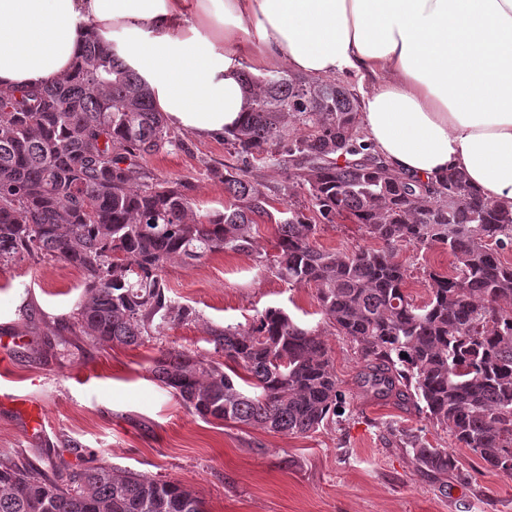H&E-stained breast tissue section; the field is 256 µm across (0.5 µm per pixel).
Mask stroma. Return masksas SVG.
Returning a JSON list of instances; mask_svg holds the SVG:
<instances>
[{
	"instance_id": "1",
	"label": "stroma",
	"mask_w": 512,
	"mask_h": 512,
	"mask_svg": "<svg viewBox=\"0 0 512 512\" xmlns=\"http://www.w3.org/2000/svg\"><path fill=\"white\" fill-rule=\"evenodd\" d=\"M182 147L146 158L155 177L186 180L197 214L222 207L224 189L210 172L232 158L223 139L180 132ZM355 224H325L315 244L349 253L368 245ZM408 291L427 296L423 269L451 267L439 249L401 248ZM79 269L58 260L0 268V462L28 461L41 470L106 463L171 479L202 499L206 512H512V477L485 470L413 405L364 391L356 345L328 324L316 290L291 288L243 254L216 253L200 262L171 261L168 293L194 307L198 319L173 326L162 342L99 346L52 335L83 290ZM269 306L319 331L344 400L339 422L304 436L259 427L207 423L160 388L150 366L160 346L212 355L209 330L248 324ZM448 449L458 468L447 479L419 469L401 432Z\"/></svg>"
}]
</instances>
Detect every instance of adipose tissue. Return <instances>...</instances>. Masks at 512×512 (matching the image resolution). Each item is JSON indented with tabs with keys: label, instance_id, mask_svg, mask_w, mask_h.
<instances>
[{
	"label": "adipose tissue",
	"instance_id": "ef3b65f1",
	"mask_svg": "<svg viewBox=\"0 0 512 512\" xmlns=\"http://www.w3.org/2000/svg\"><path fill=\"white\" fill-rule=\"evenodd\" d=\"M91 28L204 138L242 120V58L372 79L361 126L391 168L512 204V0H0V90L61 80Z\"/></svg>",
	"mask_w": 512,
	"mask_h": 512
}]
</instances>
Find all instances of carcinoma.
Masks as SVG:
<instances>
[{
    "mask_svg": "<svg viewBox=\"0 0 512 512\" xmlns=\"http://www.w3.org/2000/svg\"><path fill=\"white\" fill-rule=\"evenodd\" d=\"M244 119L224 132L236 163L212 173L224 209L195 213L191 186L154 179L141 160L182 141L138 74L88 31L75 67L43 88L0 91V268L61 260L83 274L65 331L96 345L138 347L195 309L168 295L169 262L244 254L290 288L317 287L327 321L361 353L359 380L379 398L413 404L485 468L512 476V205L485 197L459 171L423 182L392 170L366 141L360 96L338 79L240 72ZM277 169L270 189L257 170ZM304 193L308 205L294 201ZM356 224L374 247L317 248L320 225ZM277 226L275 252L258 249ZM401 247L442 249L450 271L424 268L427 301L407 293ZM215 357L163 348L151 373L195 416L306 435L336 418L342 394L315 329L279 307L243 328L210 330ZM402 440L440 478L446 448ZM0 512H205L173 480L107 464L54 468L0 462Z\"/></svg>",
    "mask_w": 512,
    "mask_h": 512,
    "instance_id": "cac0c4a2",
    "label": "carcinoma"
}]
</instances>
